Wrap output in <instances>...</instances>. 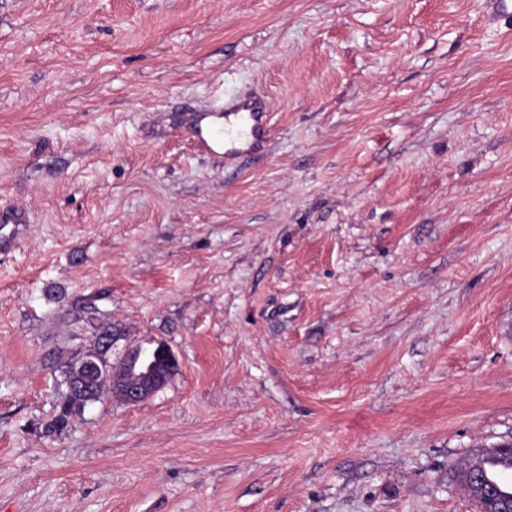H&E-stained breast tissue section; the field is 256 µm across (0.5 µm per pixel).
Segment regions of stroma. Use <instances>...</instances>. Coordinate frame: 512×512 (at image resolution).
Returning a JSON list of instances; mask_svg holds the SVG:
<instances>
[{
  "mask_svg": "<svg viewBox=\"0 0 512 512\" xmlns=\"http://www.w3.org/2000/svg\"><path fill=\"white\" fill-rule=\"evenodd\" d=\"M486 0H0V512H476L512 439V20ZM262 97L264 151L188 123ZM152 398L47 432L100 330ZM481 459H485L487 461L483 472L484 476L492 483L488 482L483 476ZM489 460H496L508 467L509 471H512L511 455L492 453L487 451L485 448H477L458 463L455 472L459 486L467 496L473 500L479 512H486V510L493 506L474 487L472 482V476L474 475H478L482 479V483H484L487 488L494 490L496 496L495 502H506L508 507L512 505V491L508 493L503 492L497 485L493 484L499 483L498 468L489 463Z\"/></svg>",
  "mask_w": 512,
  "mask_h": 512,
  "instance_id": "35a3bbf8",
  "label": "stroma"
}]
</instances>
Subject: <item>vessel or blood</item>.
<instances>
[{"mask_svg": "<svg viewBox=\"0 0 512 512\" xmlns=\"http://www.w3.org/2000/svg\"><path fill=\"white\" fill-rule=\"evenodd\" d=\"M268 124L269 112L262 98L218 102L196 112L192 137L198 150L208 155L251 154L262 150Z\"/></svg>", "mask_w": 512, "mask_h": 512, "instance_id": "1", "label": "vessel or blood"}]
</instances>
